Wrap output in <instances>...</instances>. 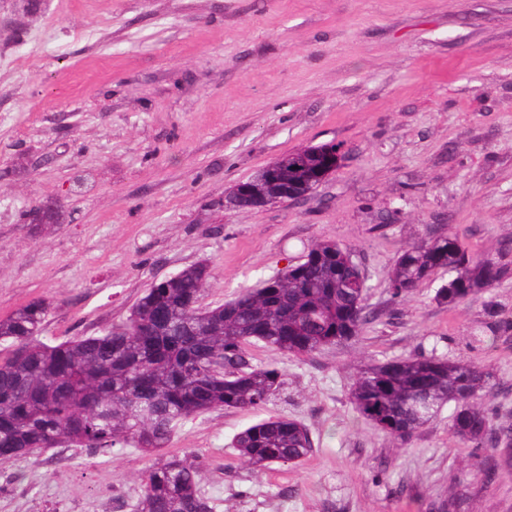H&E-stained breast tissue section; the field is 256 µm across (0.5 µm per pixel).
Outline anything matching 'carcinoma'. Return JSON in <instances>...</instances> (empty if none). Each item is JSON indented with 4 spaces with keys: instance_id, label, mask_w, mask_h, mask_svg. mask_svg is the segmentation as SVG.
Wrapping results in <instances>:
<instances>
[{
    "instance_id": "obj_1",
    "label": "carcinoma",
    "mask_w": 512,
    "mask_h": 512,
    "mask_svg": "<svg viewBox=\"0 0 512 512\" xmlns=\"http://www.w3.org/2000/svg\"><path fill=\"white\" fill-rule=\"evenodd\" d=\"M336 241L314 244L280 278L205 307L200 284L210 266L195 263L152 284L126 321L101 336L49 344L42 339L50 304L33 301L0 319V459L54 448L108 454L132 445L167 446L191 417L224 408L262 410L284 390L281 371L250 364L245 347L260 342L296 357L355 340L370 320L361 268ZM445 269L457 285L434 299L456 304L507 274L508 267L471 254L457 235L413 245L398 257L393 297H402ZM491 376L474 361L435 355L368 366L351 387L355 410L379 430L408 442L450 402L451 430L473 448L512 446V430L496 429L478 400ZM427 394L432 406L422 409ZM240 462L263 469L296 463L314 448L308 429L271 415L233 439ZM200 464L168 455L142 471L134 512H214L201 489Z\"/></svg>"
}]
</instances>
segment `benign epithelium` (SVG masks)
Wrapping results in <instances>:
<instances>
[{
  "instance_id": "1",
  "label": "benign epithelium",
  "mask_w": 512,
  "mask_h": 512,
  "mask_svg": "<svg viewBox=\"0 0 512 512\" xmlns=\"http://www.w3.org/2000/svg\"><path fill=\"white\" fill-rule=\"evenodd\" d=\"M324 154L329 158V164L301 178L289 177L281 161L271 162L255 177L237 182L225 197L226 203L239 210H255L305 198L338 166L340 153L337 148L328 146Z\"/></svg>"
}]
</instances>
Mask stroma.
Here are the masks:
<instances>
[{
    "mask_svg": "<svg viewBox=\"0 0 512 512\" xmlns=\"http://www.w3.org/2000/svg\"><path fill=\"white\" fill-rule=\"evenodd\" d=\"M336 170L307 198L238 211V181L308 146ZM51 209L32 222L31 209ZM455 232L508 266L457 305L404 299L390 276L412 245ZM349 246L376 317L306 357L251 344L287 401L182 423L167 451L202 460L215 512H512V475L451 430L452 405L401 443L356 413L373 363L468 359L493 375L492 423L512 427V0H0V318L50 303L45 338L126 320L155 282L200 261L217 306ZM279 414L314 440L298 463L252 469L231 446ZM159 452L68 450L0 462V512H131Z\"/></svg>",
    "mask_w": 512,
    "mask_h": 512,
    "instance_id": "stroma-1",
    "label": "stroma"
}]
</instances>
